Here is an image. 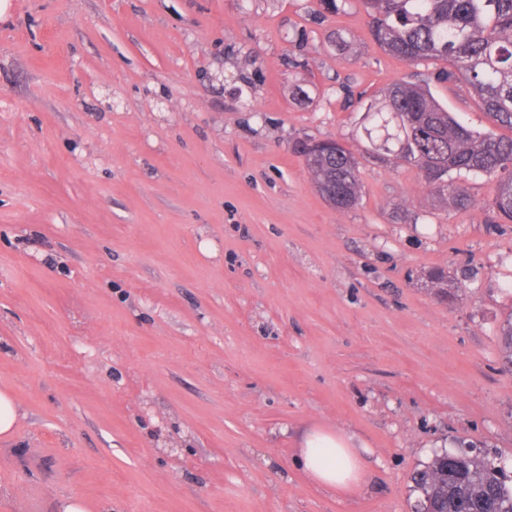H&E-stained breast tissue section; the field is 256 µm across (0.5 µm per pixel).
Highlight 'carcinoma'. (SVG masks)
<instances>
[{
    "label": "carcinoma",
    "mask_w": 512,
    "mask_h": 512,
    "mask_svg": "<svg viewBox=\"0 0 512 512\" xmlns=\"http://www.w3.org/2000/svg\"><path fill=\"white\" fill-rule=\"evenodd\" d=\"M380 47L411 63L442 60L448 80H462L493 125L512 130V0H360ZM373 152L418 167L431 192L456 208L468 199L453 176L497 174L492 207L512 222V137L460 124L421 86L396 82L382 91L362 118ZM314 187L337 210L359 205L358 162L333 140L299 145ZM505 362L512 365V314L500 331ZM412 508L421 512H512V487L494 460L462 454L453 461L435 453L411 476Z\"/></svg>",
    "instance_id": "cac0c4a2"
}]
</instances>
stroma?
Masks as SVG:
<instances>
[{
    "label": "stroma",
    "instance_id": "35a3bbf8",
    "mask_svg": "<svg viewBox=\"0 0 512 512\" xmlns=\"http://www.w3.org/2000/svg\"><path fill=\"white\" fill-rule=\"evenodd\" d=\"M446 64L373 40L356 0H11L0 20V512H411L459 441L512 471V223L380 161L362 103L428 86L492 124ZM359 161L316 192L298 143ZM455 285L442 302L427 278ZM313 429L367 480L297 465ZM310 144H315V149L310 150ZM298 152L304 156L314 187L326 202L337 210L359 205L358 162L349 150L338 141L325 140L304 142ZM18 416L17 405L6 391H0V435L10 436L15 427Z\"/></svg>",
    "mask_w": 512,
    "mask_h": 512
}]
</instances>
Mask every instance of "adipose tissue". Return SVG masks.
Returning a JSON list of instances; mask_svg holds the SVG:
<instances>
[{
  "label": "adipose tissue",
  "instance_id": "ef3b65f1",
  "mask_svg": "<svg viewBox=\"0 0 512 512\" xmlns=\"http://www.w3.org/2000/svg\"><path fill=\"white\" fill-rule=\"evenodd\" d=\"M304 472L329 488L365 481V470L348 440L325 432L308 434L298 457Z\"/></svg>",
  "mask_w": 512,
  "mask_h": 512
}]
</instances>
